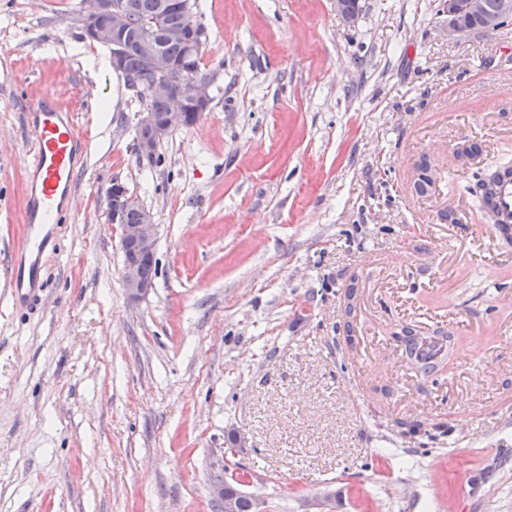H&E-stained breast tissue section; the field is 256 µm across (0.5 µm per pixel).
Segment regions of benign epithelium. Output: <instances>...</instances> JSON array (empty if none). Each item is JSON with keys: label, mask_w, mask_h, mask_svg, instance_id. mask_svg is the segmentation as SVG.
<instances>
[{"label": "benign epithelium", "mask_w": 512, "mask_h": 512, "mask_svg": "<svg viewBox=\"0 0 512 512\" xmlns=\"http://www.w3.org/2000/svg\"><path fill=\"white\" fill-rule=\"evenodd\" d=\"M336 14L342 21L352 25L358 13L352 0H335ZM442 13L448 16V25L443 30L446 39L452 41L467 32L465 20L480 19L482 32L491 35L512 20V0H502L499 12H483L482 0H441ZM80 21L84 38L112 49V70L127 79L128 83L150 101H160L166 110L143 113L138 124L136 150L142 157L155 155L159 143L170 133L195 125L209 110L211 104V81L194 75L187 63L202 48L201 38L188 34L183 27H164L156 33L147 34L140 43L145 70L150 79L143 82L126 71L123 53L125 40L131 28L128 9L115 0H82ZM178 41L186 45L185 59L181 63L168 59L162 51V42ZM418 174L411 185L414 192L430 193L435 180L429 174L427 161L417 165ZM108 213L112 223L119 225L124 254L122 274L123 288L129 300L136 302L154 287V280L142 276L138 270L141 261L155 256L158 225L153 213L139 209L137 222L127 223L129 200L125 187L112 183L107 191ZM245 448L237 435L228 437V447L223 449L211 466L209 485L214 500L224 505V512H238V493L231 491L235 485L247 483V478L230 468L228 456H235Z\"/></svg>", "instance_id": "benign-epithelium-1"}]
</instances>
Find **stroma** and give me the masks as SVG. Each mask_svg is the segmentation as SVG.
Segmentation results:
<instances>
[{"mask_svg":"<svg viewBox=\"0 0 512 512\" xmlns=\"http://www.w3.org/2000/svg\"><path fill=\"white\" fill-rule=\"evenodd\" d=\"M198 0L208 112L140 157L145 102L91 59L81 0H0V512H222L209 489L230 434L262 512H512V246L469 191L512 166V24L454 42L437 0ZM84 139L40 304L3 271L26 237L44 91ZM485 160L460 166L462 141ZM427 158L434 193L407 192ZM158 226L155 287L129 301L105 191ZM454 208L457 223L443 217ZM358 280L356 353L341 306ZM460 338L429 381L394 326ZM362 362L370 402L344 380ZM452 430L403 438L396 419Z\"/></svg>","mask_w":512,"mask_h":512,"instance_id":"obj_1","label":"stroma"}]
</instances>
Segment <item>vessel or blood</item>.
I'll return each instance as SVG.
<instances>
[{
  "instance_id": "1",
  "label": "vessel or blood",
  "mask_w": 512,
  "mask_h": 512,
  "mask_svg": "<svg viewBox=\"0 0 512 512\" xmlns=\"http://www.w3.org/2000/svg\"><path fill=\"white\" fill-rule=\"evenodd\" d=\"M25 122L33 135L26 183L27 242L8 272L11 287L18 291L44 287L48 247L60 239L62 225L75 220L71 201L83 146L75 115L63 109L52 92H43L28 108ZM491 203L499 227L512 229V177L499 184Z\"/></svg>"
}]
</instances>
